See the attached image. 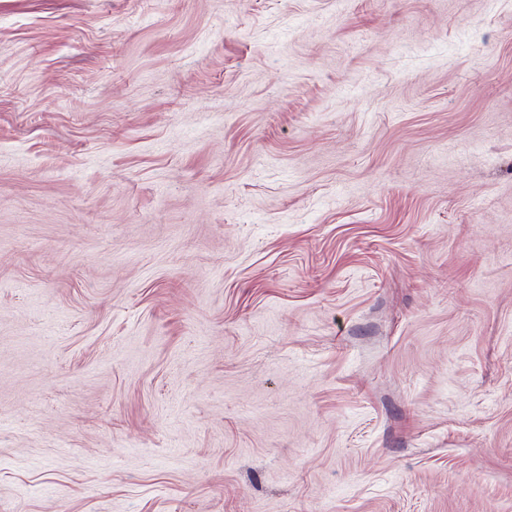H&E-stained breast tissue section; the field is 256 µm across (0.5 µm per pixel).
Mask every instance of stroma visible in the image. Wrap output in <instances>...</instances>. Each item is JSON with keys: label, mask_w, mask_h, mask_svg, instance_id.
I'll use <instances>...</instances> for the list:
<instances>
[{"label": "stroma", "mask_w": 512, "mask_h": 512, "mask_svg": "<svg viewBox=\"0 0 512 512\" xmlns=\"http://www.w3.org/2000/svg\"><path fill=\"white\" fill-rule=\"evenodd\" d=\"M0 512H512V0H0Z\"/></svg>", "instance_id": "obj_1"}]
</instances>
